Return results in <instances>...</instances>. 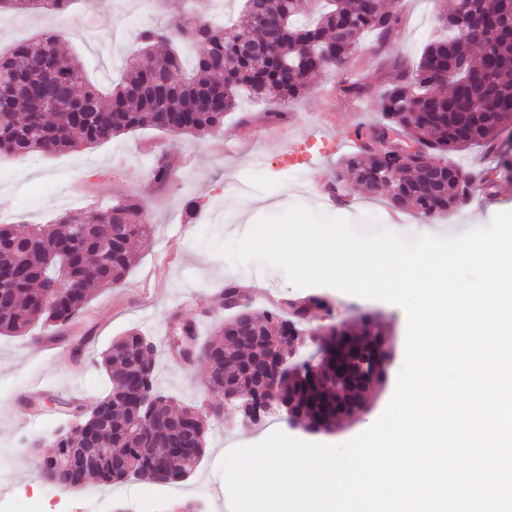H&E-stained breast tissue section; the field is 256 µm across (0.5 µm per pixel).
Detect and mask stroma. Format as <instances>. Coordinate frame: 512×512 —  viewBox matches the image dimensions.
I'll return each instance as SVG.
<instances>
[{
  "label": "stroma",
  "mask_w": 512,
  "mask_h": 512,
  "mask_svg": "<svg viewBox=\"0 0 512 512\" xmlns=\"http://www.w3.org/2000/svg\"><path fill=\"white\" fill-rule=\"evenodd\" d=\"M111 12L98 0H70L63 11L50 14L0 13V53L41 34L60 37L63 51L76 54L89 79L107 88L125 72V58L139 31L180 17H199L215 25L236 21L239 0H111ZM402 11L397 37L376 54L362 41L349 68L313 76L307 93L289 103L283 119L267 118V102L242 95L238 108L224 118L223 128L204 137L142 128L93 147L26 158L0 157V215L9 221L49 224L63 214H90L135 194L142 218L153 234L137 248L136 261L121 283L94 290L78 322L46 348L44 328L32 336L0 335V463L10 480L0 487L9 496L28 493L45 499V512H174L173 503L200 506L202 512H229V494L220 462L230 449L253 445L273 431L307 442L339 444L358 435L381 415L404 361L406 314L395 304L365 299L324 287L330 313H318L312 327L380 313L393 341L394 355L384 384L369 393L368 409L340 419L329 433L309 434L287 428L277 417L245 426L234 420L233 408L210 420L207 451L202 461L171 493L157 495L142 481L130 479L110 486L95 484L64 490L37 477L42 453L26 449L30 439L49 435L71 406L91 405L104 397L110 383L101 359L112 341L129 330L149 336L155 346L156 385L171 396L173 407L206 410L219 396L209 389L208 368L199 360L177 361L171 352L174 321L192 322L199 343H206L229 312L215 300L227 281L247 278L260 295L247 300L258 313L303 299L307 291L293 286L278 268L257 261L235 263L215 251L218 243L241 238L258 218L302 205L317 213L356 220L370 210L393 213L385 198H371L353 183L344 205L310 192L315 182H331L344 158L353 154L355 126L380 120V87L361 97L346 94V82L382 71L387 58L416 59L448 0H385ZM465 172L496 169L493 183L478 182L468 200L447 215L426 218L412 207L399 210V223L412 235L457 236L486 226L501 211L512 210V172H498L500 154L472 147L453 154ZM171 166L165 184L155 183L152 169ZM201 208L196 220L182 210L188 199Z\"/></svg>",
  "instance_id": "obj_1"
}]
</instances>
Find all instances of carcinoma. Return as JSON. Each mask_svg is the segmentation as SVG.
Returning a JSON list of instances; mask_svg holds the SVG:
<instances>
[{
	"mask_svg": "<svg viewBox=\"0 0 512 512\" xmlns=\"http://www.w3.org/2000/svg\"><path fill=\"white\" fill-rule=\"evenodd\" d=\"M230 28L183 19L144 28L138 47L125 60V75L108 92L87 81L82 65L62 52L58 37L44 34L0 54V86L15 81L30 93L0 112V155L25 157L91 147L145 127L196 136L224 125L242 93L269 100L270 113L302 97L316 73L344 70L369 35L378 52L398 33L403 18L383 0H330L316 21L300 0H276L269 8L272 50L254 47L257 25L250 0ZM69 0H0V11L60 12ZM448 36L430 41L417 61L391 62V80L382 92V121L353 130L358 152L345 158L343 172L370 196L392 209L413 206L426 217L447 214L469 196L470 180L444 154L472 145H496L512 128V0H500L487 14L471 0L437 17ZM496 29L493 40L486 28ZM191 41L196 62L184 71L176 49ZM401 143L406 151L381 149ZM142 206L128 197L86 217L65 214L52 224H0V273L14 277L0 293V335L24 336L34 327L70 325L84 310L91 291L120 283L133 261L135 240L150 239L152 225L139 223ZM304 312L235 311L202 349L214 390L246 392L255 401L276 391L293 416L311 430L328 432L336 419L360 408L368 389L380 383L391 360L379 317L357 320L310 335ZM307 332L306 355L289 363L291 336ZM250 340L239 343L237 336ZM354 342L375 364L368 378L357 359L349 377L336 381L332 356L336 337ZM154 345L130 331L102 356L111 383L106 427L91 422L69 436H52V454L39 468L41 481L79 489L93 481L112 485L156 469L173 484L188 478L205 453L203 427L193 407L172 410L155 386ZM153 418L150 428L131 426L134 417ZM105 449L80 469L59 464L70 448Z\"/></svg>",
	"mask_w": 512,
	"mask_h": 512,
	"instance_id": "cac0c4a2",
	"label": "carcinoma"
}]
</instances>
